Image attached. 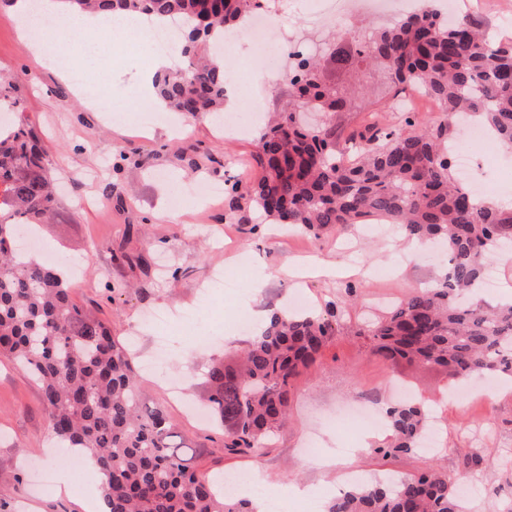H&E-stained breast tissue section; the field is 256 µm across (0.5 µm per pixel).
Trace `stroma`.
<instances>
[{"mask_svg":"<svg viewBox=\"0 0 512 512\" xmlns=\"http://www.w3.org/2000/svg\"><path fill=\"white\" fill-rule=\"evenodd\" d=\"M329 8L328 0H310L299 10L284 2L279 6L287 31L309 39L317 50L327 82L370 90L335 114L337 130L360 127L373 111L381 124H398L383 71L368 64L342 69L331 58L332 51L370 30L376 17L352 15L338 36L326 25ZM463 12L488 22L489 37L512 38V0H464ZM20 24L15 10L0 8V75L18 81L19 111L39 132L59 187L54 221L42 225L37 236L57 265L81 261L74 302L110 321L113 334L133 346L137 361L152 357L159 339H167L165 367L138 371L137 378L147 400L165 404L190 467L220 474L251 469L262 475L261 491L268 496L292 483L309 487L310 497H289L288 512H324L342 491L347 470L369 482L435 469L475 478L468 490L469 512H512V381L473 379L472 396L460 401L454 394L461 385L457 377L437 366L382 361L355 334L371 314L384 313L381 298L397 301L430 282L438 268L434 257H413L394 226L383 224L372 233L364 224H342L316 241L255 211L243 221L232 217L223 198L201 202L198 182L225 189L259 176L253 135L228 137L212 121L170 112L163 122L140 126L145 101L138 81L153 56L148 45L122 52L119 44L127 36L117 30L109 57L93 56L63 69L50 63L48 52H31ZM224 58L238 60L251 75L247 91L239 95L242 123L258 125L264 114L284 107L287 84L268 71L249 44L239 43ZM468 152L469 178L483 195L512 198V154L492 141L469 144ZM110 184L120 189V200L104 198ZM176 186L183 193L177 208L171 201ZM144 251L152 252L155 266L126 263V256ZM321 262L339 266L340 276H306V268ZM228 271L244 274L245 285L215 288ZM349 286L356 289L355 304L338 312L336 335L315 365L295 379L290 419L260 453L225 450L218 427L183 409L182 399L205 395L203 383L183 398L171 395L172 373L203 370L209 359L234 356L247 346L251 334L241 330L242 316L288 305L299 292L310 311L322 314ZM160 311L175 316L162 333L144 322ZM407 391L432 406L441 449L388 457L371 453V446L388 440L381 422L364 435L360 448L339 450V439L354 433L347 418L351 407L363 401L391 404ZM320 431L328 446L322 456H308L305 445ZM55 443L37 383L0 356L5 512H86L89 474L60 458ZM472 451L482 457V466L466 465L464 456Z\"/></svg>","mask_w":512,"mask_h":512,"instance_id":"1","label":"stroma"}]
</instances>
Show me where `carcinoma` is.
Masks as SVG:
<instances>
[{
    "mask_svg": "<svg viewBox=\"0 0 512 512\" xmlns=\"http://www.w3.org/2000/svg\"><path fill=\"white\" fill-rule=\"evenodd\" d=\"M64 12L181 20L182 63L156 76L159 96L174 112L218 118L226 76L211 62L224 32L262 8L261 0H57ZM350 66L370 61L394 84L422 90L444 114L414 130L377 124L343 140L327 121L302 126L314 109L331 117L348 93L323 80L315 58L294 63L289 99L259 137L261 178L227 189L230 211L241 201L275 224L318 239L339 224L382 218L411 239L442 242L444 275L417 288L358 335L388 360L438 365L456 376L489 372L512 378V304L478 297L485 267L512 252V210L487 205L455 177L454 123L464 115L512 148V39L493 40L468 17L450 24L437 9L411 12L376 28L355 49L335 53ZM16 81L0 85V108H15ZM0 354L42 391L50 427L67 448L93 458L106 481L108 512H254L224 496L208 473L190 469L175 425L161 403L141 402L131 351L112 324L80 308L64 271L16 251L24 226L43 224L56 197L37 132L19 119L0 123ZM326 315L283 308L270 313L241 356L208 369V407L224 426V448H262L285 425L294 379L313 365L336 333ZM391 442L376 453L409 452L432 410L419 401L388 407ZM327 512H467L457 477L426 471L399 481L355 485Z\"/></svg>",
    "mask_w": 512,
    "mask_h": 512,
    "instance_id": "1",
    "label": "carcinoma"
}]
</instances>
